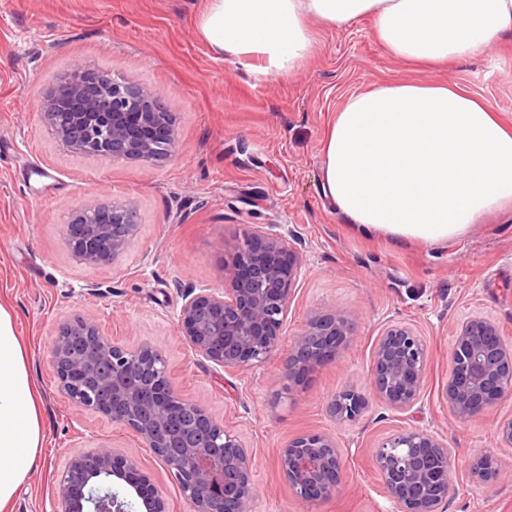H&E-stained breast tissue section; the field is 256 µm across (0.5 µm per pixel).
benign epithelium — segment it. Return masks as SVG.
<instances>
[{
  "mask_svg": "<svg viewBox=\"0 0 512 512\" xmlns=\"http://www.w3.org/2000/svg\"><path fill=\"white\" fill-rule=\"evenodd\" d=\"M90 70L77 66L61 77L58 87L74 100L68 122L58 121L55 101L44 98L43 116L64 148L89 156L126 157L153 163L175 152L174 136L163 153L152 144L149 130L170 124L169 114L151 111L155 93L145 87L136 95L126 82L112 79L110 97L83 93ZM92 211L76 210L64 226L62 238L73 258L88 266L108 265L124 252L137 233L110 237L106 224L81 222ZM297 242L256 234L235 250L224 269V287L182 289L184 303L179 330L195 353L225 368L245 370L263 363L279 345L288 307L296 291ZM345 320L338 315L310 318L289 351L286 372L314 362L303 351L314 338L342 336ZM485 336L486 343L475 337ZM107 359L112 370L104 378L89 372ZM428 353L424 340L403 324L387 327L372 359L370 383L378 402L408 411L418 401ZM51 365L58 391L81 408L100 413L133 428L169 468L190 512H252L253 449L200 405L184 398L174 385L165 355L148 342L126 348L106 336L93 321L74 317L61 323L51 349ZM512 395V343L499 337L497 324L471 316L455 331L453 365L446 398L454 419L463 422L485 414L493 403ZM368 400L351 388L328 402L330 416L354 422L366 412ZM451 450L437 435L402 428L373 450V463L388 495L400 512H442L452 484ZM343 449L325 434H305L282 449L279 466L293 494L307 502L336 491ZM475 482L499 476L495 461L486 456L471 465ZM124 482L129 497L112 490V480ZM143 512H168L166 500L123 448L101 446L75 451L55 492L52 512H129L133 501Z\"/></svg>",
  "mask_w": 512,
  "mask_h": 512,
  "instance_id": "obj_1",
  "label": "benign epithelium"
}]
</instances>
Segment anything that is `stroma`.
I'll list each match as a JSON object with an SVG mask.
<instances>
[{"label":"stroma","instance_id":"35a3bbf8","mask_svg":"<svg viewBox=\"0 0 512 512\" xmlns=\"http://www.w3.org/2000/svg\"><path fill=\"white\" fill-rule=\"evenodd\" d=\"M201 0H0V303L13 314L43 395L46 439L13 512H51L69 454L102 444L135 455L168 503L189 506L168 467L130 427L81 410L57 391L50 346L66 317L95 320L128 348L149 341L166 356L179 392L252 448V512H399L371 464L403 427L438 434L452 450L446 512H512V448L495 423L512 418V397L465 422L444 389L457 324L493 320L512 342V210L483 218L445 247L416 249L347 235L321 191V132L352 93L401 77L448 84L490 102L512 122V42L440 67H408L387 56L370 23L318 26L319 48L282 78L215 56L197 35ZM154 89L171 113L175 154L153 164L59 148L41 100L74 64ZM132 205L138 232L113 264L75 262L64 225L83 205ZM263 227L298 237L297 290L277 349L250 370L197 356L180 336V290L224 285V265L243 235ZM313 314L348 320L334 357L287 377L285 358ZM391 324L425 340L420 400L405 414L371 401L353 423L330 417L334 394H369L374 346ZM324 433L344 448L331 497L307 503L290 490L278 455L297 436ZM494 458L497 481L476 483L477 456Z\"/></svg>","mask_w":512,"mask_h":512}]
</instances>
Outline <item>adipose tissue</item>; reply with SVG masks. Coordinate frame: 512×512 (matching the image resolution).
<instances>
[{
	"label": "adipose tissue",
	"instance_id": "ef3b65f1",
	"mask_svg": "<svg viewBox=\"0 0 512 512\" xmlns=\"http://www.w3.org/2000/svg\"><path fill=\"white\" fill-rule=\"evenodd\" d=\"M371 18L391 57L438 66L512 38V0H202L196 32L216 55L284 77L318 48L315 24ZM321 189L347 229L432 248L512 208V126L494 107L435 83L385 79L349 96L320 139ZM42 397L0 304V512L40 455Z\"/></svg>",
	"mask_w": 512,
	"mask_h": 512
}]
</instances>
